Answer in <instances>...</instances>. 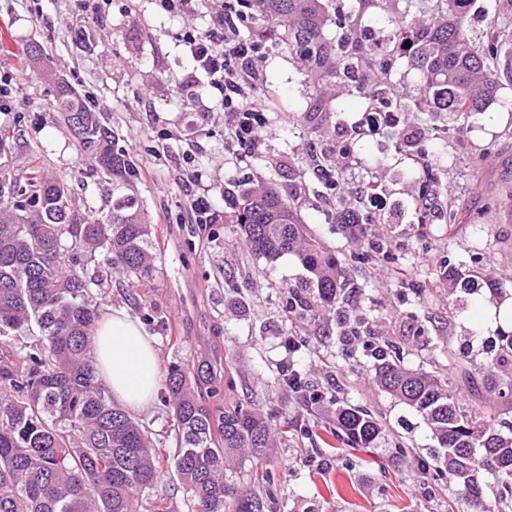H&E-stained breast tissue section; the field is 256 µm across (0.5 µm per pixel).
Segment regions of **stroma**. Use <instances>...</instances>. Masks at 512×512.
<instances>
[{
  "label": "stroma",
  "instance_id": "1",
  "mask_svg": "<svg viewBox=\"0 0 512 512\" xmlns=\"http://www.w3.org/2000/svg\"><path fill=\"white\" fill-rule=\"evenodd\" d=\"M98 3L42 0L36 8L31 0H0V21L8 26L0 37V73L27 72L17 111L0 112V128L14 136L6 172L21 181L41 166L81 190L91 209L102 207L91 163L53 109L60 77L87 98L109 103L104 116L142 172L139 192L159 240L152 306L142 307L137 289L118 273L99 291L98 304L139 322L161 368L207 361L212 387L201 396L211 408L248 405L269 414L280 430L306 415L307 433L269 460L277 512H466L464 503H449L445 481L421 466L434 446L426 421L378 389L363 350L342 343L335 324L322 317L289 320L287 289L304 277L301 265L291 256L271 264L255 258L222 217L237 185L270 179L295 197L302 219L332 250L352 259L359 248L337 234L312 174L322 149L348 141L346 188H373L381 220L372 230L394 243V261L352 266L376 334L396 343L411 368L447 376L452 349L486 365L492 298L484 289L447 296L434 271L448 261L475 262L512 293V81L503 80L496 101L462 134L447 113H412L425 137L418 150L404 152L385 130L355 135L367 116L363 95L345 88L330 97L294 54L271 42L253 93L273 92L277 108L252 156L241 162L227 145L217 95L179 40L186 18L158 11L153 0H112L103 10ZM407 5L425 11L432 0H362L358 26L370 42H385L389 15ZM493 21L512 34L506 0H470L473 39H482ZM33 41L43 46L49 69L30 67L26 48ZM436 155L444 170L442 198L456 212L451 225L417 220L418 173ZM194 171L216 215L206 226L189 217L185 180ZM287 336L300 343L291 355L282 346ZM288 361L314 384H344L350 403L368 407L382 422L387 445L370 454L331 437V413L306 409L284 389L279 371Z\"/></svg>",
  "mask_w": 512,
  "mask_h": 512
}]
</instances>
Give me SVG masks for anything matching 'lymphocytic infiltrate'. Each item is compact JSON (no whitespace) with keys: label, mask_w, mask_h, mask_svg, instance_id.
Returning a JSON list of instances; mask_svg holds the SVG:
<instances>
[{"label":"lymphocytic infiltrate","mask_w":512,"mask_h":512,"mask_svg":"<svg viewBox=\"0 0 512 512\" xmlns=\"http://www.w3.org/2000/svg\"><path fill=\"white\" fill-rule=\"evenodd\" d=\"M251 15L246 0H222L215 21L206 29L189 28L180 35L197 71L209 79L229 116L228 141L238 158L250 157L266 125V114L275 107L270 97H253L248 85L260 78L258 62L265 56L263 43L240 36Z\"/></svg>","instance_id":"1"}]
</instances>
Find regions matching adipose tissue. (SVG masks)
I'll list each match as a JSON object with an SVG mask.
<instances>
[{
	"label": "adipose tissue",
	"mask_w": 512,
	"mask_h": 512,
	"mask_svg": "<svg viewBox=\"0 0 512 512\" xmlns=\"http://www.w3.org/2000/svg\"><path fill=\"white\" fill-rule=\"evenodd\" d=\"M94 354L114 399L131 409L153 402L161 385L160 362L140 325L123 311L105 314L94 337Z\"/></svg>",
	"instance_id": "adipose-tissue-1"
}]
</instances>
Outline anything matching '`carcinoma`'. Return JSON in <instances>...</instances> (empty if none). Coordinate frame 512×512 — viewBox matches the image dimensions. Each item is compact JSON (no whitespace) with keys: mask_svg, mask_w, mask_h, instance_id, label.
I'll return each instance as SVG.
<instances>
[{"mask_svg":"<svg viewBox=\"0 0 512 512\" xmlns=\"http://www.w3.org/2000/svg\"><path fill=\"white\" fill-rule=\"evenodd\" d=\"M335 2L332 19L329 5ZM468 2L436 0L428 19L407 5L392 20L393 36L410 37L408 59L422 75L418 108L448 112L461 127L496 101L499 70L512 72L501 65L507 34L497 23L486 40L474 44L466 25ZM248 8L315 80L350 82L373 106L394 98L386 69L373 64L374 56L389 55L390 43L362 47L354 4L248 0ZM55 104L112 195L109 211L95 218L62 179L34 176L21 186L0 175V512H171L166 498L148 495L170 471L191 512H276L272 474L259 471L277 443L267 415L242 406L215 413L198 396L201 379L173 364L165 395L177 427L176 448L167 450L154 444L103 383L92 345L101 318L93 291L116 268L143 290L141 301L150 302L155 227L138 193L139 168L119 145V135L65 81L57 82ZM338 160L336 153L324 156L313 174L336 201L340 231L367 243L355 259L392 258L386 241L368 238L372 215L347 196ZM437 166L428 162L419 177L422 224L434 217L450 224L456 219L453 209L439 203ZM225 222L236 225L238 241L257 258L273 262L291 255L305 270L300 289L289 292L288 318L329 313L339 335L370 342L376 385L430 425L438 443L433 469L448 476V490L466 501L469 512H512V421L484 417L472 404L512 408V330L496 331L484 367H469L467 355L459 354L458 382L469 393L463 401L439 376L405 366L395 345L376 336L367 317L351 307L362 289L275 182L238 190ZM100 256L106 258L104 269ZM436 276L450 295L481 287L479 269L463 264L449 262ZM288 390L306 403L322 398L302 373ZM334 403L333 434H344L356 449H374L383 432L378 418L337 397ZM246 466L254 473L250 489L232 480Z\"/></svg>","mask_w":512,"mask_h":512,"instance_id":"carcinoma-1","label":"carcinoma"}]
</instances>
